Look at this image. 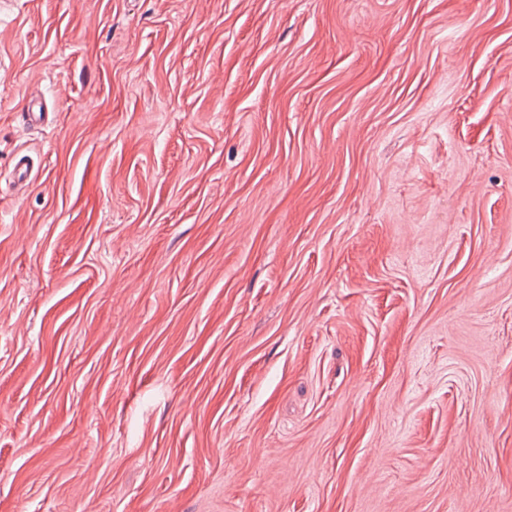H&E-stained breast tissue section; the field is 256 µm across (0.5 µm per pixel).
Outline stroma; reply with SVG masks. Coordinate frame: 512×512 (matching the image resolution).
<instances>
[{"instance_id": "35a3bbf8", "label": "stroma", "mask_w": 512, "mask_h": 512, "mask_svg": "<svg viewBox=\"0 0 512 512\" xmlns=\"http://www.w3.org/2000/svg\"><path fill=\"white\" fill-rule=\"evenodd\" d=\"M0 512H512V0H0Z\"/></svg>"}]
</instances>
